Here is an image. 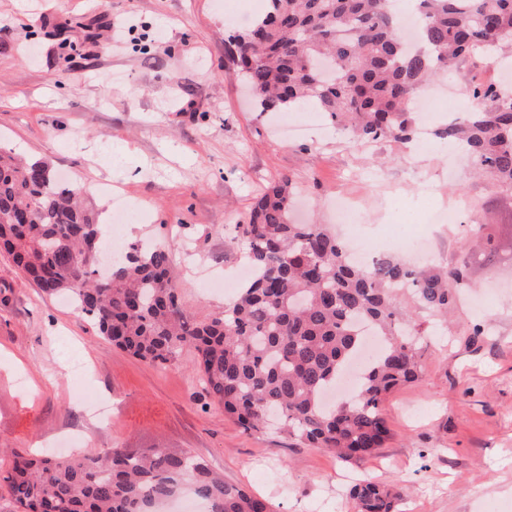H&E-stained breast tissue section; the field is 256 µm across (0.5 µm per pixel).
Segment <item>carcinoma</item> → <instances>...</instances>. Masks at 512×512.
I'll return each instance as SVG.
<instances>
[{
  "instance_id": "obj_1",
  "label": "carcinoma",
  "mask_w": 512,
  "mask_h": 512,
  "mask_svg": "<svg viewBox=\"0 0 512 512\" xmlns=\"http://www.w3.org/2000/svg\"><path fill=\"white\" fill-rule=\"evenodd\" d=\"M416 13L417 48L404 40L390 0H267L249 28L227 32L228 61L262 112L312 106L362 144L408 143L417 133L411 104L429 79L478 51L512 52V0H416ZM473 98L486 106L456 114L437 134L512 192V95L488 86ZM86 195L47 162L0 149V254L43 294L69 295L104 339L142 361L167 364L193 347L204 392L245 430L273 416L307 447L354 463L383 446L385 396L421 377V337L398 292L445 317L454 301L448 281L463 285L460 271L410 268L392 254L355 260L323 225L292 221L285 178L234 225L254 277L224 312L199 322L178 302L162 245L133 244L112 258L111 279L97 277L86 244L102 247L107 226ZM366 327L384 347L352 396L328 406L322 396L362 349ZM4 481L15 512H160L185 493L207 512H270L202 459L164 448L15 453ZM352 496L359 512H397L399 493L374 481L360 480Z\"/></svg>"
}]
</instances>
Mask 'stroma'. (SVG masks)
Listing matches in <instances>:
<instances>
[{
	"label": "stroma",
	"mask_w": 512,
	"mask_h": 512,
	"mask_svg": "<svg viewBox=\"0 0 512 512\" xmlns=\"http://www.w3.org/2000/svg\"><path fill=\"white\" fill-rule=\"evenodd\" d=\"M265 6L0 0V146L82 182L102 222L113 195L123 196L127 242L166 245L181 305L200 321L223 312L222 283L243 263L234 227L274 180L295 186L300 222L332 225L345 244L404 229L412 245L401 260L468 276L440 331L409 296L398 299L425 334L421 382L387 396L390 437L352 466L285 434L244 430L205 397L192 348L144 363L0 256V512H14L3 481L9 449L78 446L191 452L271 512H356L350 489L365 477L401 491V512H512V193L431 133L468 110L473 86L512 91V57L475 56L442 78L416 145L357 144L314 108L289 113L302 133L284 142L275 115L226 72L225 31L249 26ZM448 205L462 223H435ZM475 224L500 241L495 265L470 244ZM75 359L85 375L73 374ZM79 389L111 403L109 422L91 418Z\"/></svg>",
	"instance_id": "obj_1"
}]
</instances>
